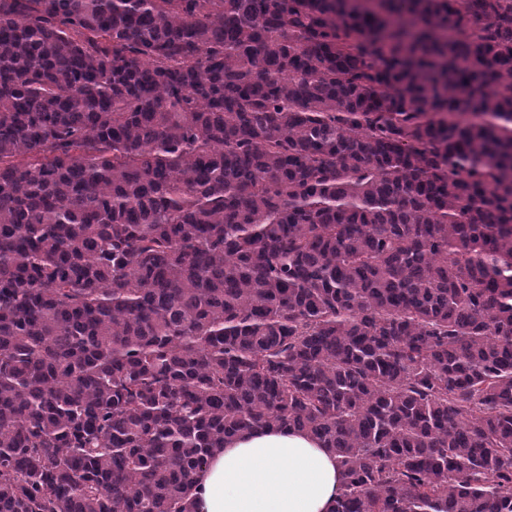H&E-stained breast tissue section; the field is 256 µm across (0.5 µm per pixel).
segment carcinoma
<instances>
[{"label":"carcinoma","instance_id":"carcinoma-1","mask_svg":"<svg viewBox=\"0 0 512 512\" xmlns=\"http://www.w3.org/2000/svg\"><path fill=\"white\" fill-rule=\"evenodd\" d=\"M261 429L512 512V0H0V512Z\"/></svg>","mask_w":512,"mask_h":512}]
</instances>
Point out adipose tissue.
Masks as SVG:
<instances>
[{
  "instance_id": "adipose-tissue-1",
  "label": "adipose tissue",
  "mask_w": 512,
  "mask_h": 512,
  "mask_svg": "<svg viewBox=\"0 0 512 512\" xmlns=\"http://www.w3.org/2000/svg\"><path fill=\"white\" fill-rule=\"evenodd\" d=\"M343 475L311 436L260 430L225 443L198 478L196 512H330Z\"/></svg>"
}]
</instances>
